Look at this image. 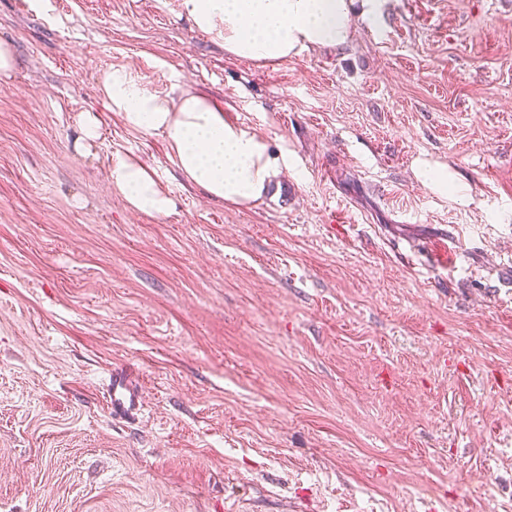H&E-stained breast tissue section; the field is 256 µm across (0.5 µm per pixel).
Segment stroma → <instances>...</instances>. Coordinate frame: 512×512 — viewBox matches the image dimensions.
I'll return each mask as SVG.
<instances>
[{
	"label": "stroma",
	"mask_w": 512,
	"mask_h": 512,
	"mask_svg": "<svg viewBox=\"0 0 512 512\" xmlns=\"http://www.w3.org/2000/svg\"><path fill=\"white\" fill-rule=\"evenodd\" d=\"M0 40V512H512V0H370L268 65L183 0H0ZM108 69L206 92L290 170L207 198ZM118 153L171 214L111 189ZM80 136L75 142L77 151L89 150L101 137L100 122L98 116L93 112H82L77 120ZM109 180L111 188L134 211L162 216L173 210V201L165 187L153 171L134 157L117 154L111 159ZM421 182L434 192L448 194V170L446 167H426L417 174ZM105 399L109 415L114 420L133 418L142 411L138 388L123 369L112 370Z\"/></svg>",
	"instance_id": "obj_1"
}]
</instances>
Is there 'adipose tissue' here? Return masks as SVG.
Wrapping results in <instances>:
<instances>
[{
  "label": "adipose tissue",
  "mask_w": 512,
  "mask_h": 512,
  "mask_svg": "<svg viewBox=\"0 0 512 512\" xmlns=\"http://www.w3.org/2000/svg\"><path fill=\"white\" fill-rule=\"evenodd\" d=\"M203 29L224 37V48L248 62H279L302 50L338 46L350 37L349 0H184ZM101 88L111 111L135 131L162 137L179 171L213 200L242 207L267 194L287 160L257 134L226 122L223 108L196 90L178 96L148 92L105 72ZM111 187L134 211L167 215L174 204L153 171L138 159L115 156Z\"/></svg>",
  "instance_id": "obj_1"
}]
</instances>
